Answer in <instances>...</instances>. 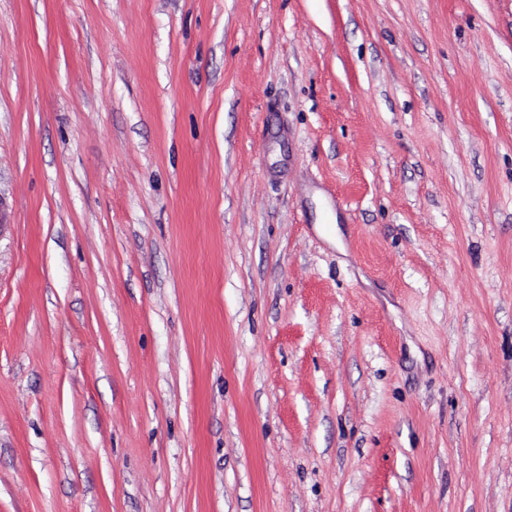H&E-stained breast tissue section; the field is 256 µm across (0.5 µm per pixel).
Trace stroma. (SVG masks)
<instances>
[{
  "label": "stroma",
  "mask_w": 512,
  "mask_h": 512,
  "mask_svg": "<svg viewBox=\"0 0 512 512\" xmlns=\"http://www.w3.org/2000/svg\"><path fill=\"white\" fill-rule=\"evenodd\" d=\"M0 512H512V0H0Z\"/></svg>",
  "instance_id": "obj_1"
}]
</instances>
